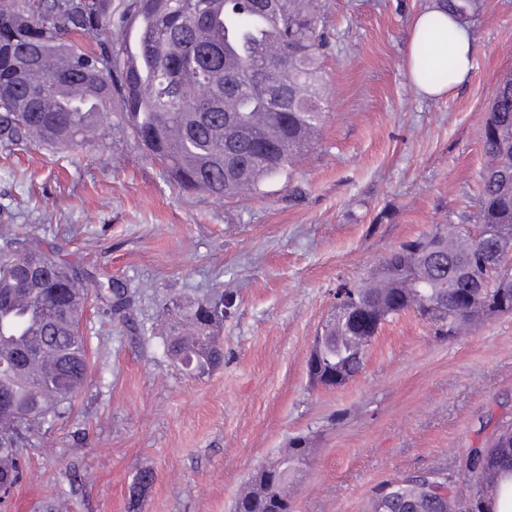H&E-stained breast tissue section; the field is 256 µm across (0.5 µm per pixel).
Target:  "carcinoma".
Segmentation results:
<instances>
[{
  "instance_id": "1",
  "label": "carcinoma",
  "mask_w": 512,
  "mask_h": 512,
  "mask_svg": "<svg viewBox=\"0 0 512 512\" xmlns=\"http://www.w3.org/2000/svg\"><path fill=\"white\" fill-rule=\"evenodd\" d=\"M12 0L0 10V147L37 144L72 150L118 131L163 178L182 190L233 197L259 190L288 171L323 120L321 74L331 36L318 0ZM476 0H438L461 23ZM152 21L137 68L127 65L134 25ZM86 93L66 97L60 84ZM283 96L272 109L260 87ZM488 165L478 209L384 257L368 282L343 285V312L323 325L308 378L337 388L359 375L381 327L412 312L442 339L512 314V74L500 80L481 137ZM110 312L130 307L109 285ZM88 274L27 237L0 247V477L23 479L26 453L42 429L68 413L85 383L88 352L80 334ZM179 323L164 339L167 357L193 376L224 364L218 334L224 295L178 305ZM300 439L263 468L234 512H290L288 483L307 462ZM415 472L385 483V512H442L429 485L453 490L445 471ZM457 476L470 484L477 512L512 500V424L489 448H472Z\"/></svg>"
}]
</instances>
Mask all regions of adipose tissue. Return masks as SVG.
<instances>
[{
    "instance_id": "1",
    "label": "adipose tissue",
    "mask_w": 512,
    "mask_h": 512,
    "mask_svg": "<svg viewBox=\"0 0 512 512\" xmlns=\"http://www.w3.org/2000/svg\"><path fill=\"white\" fill-rule=\"evenodd\" d=\"M426 40L431 42L432 48L424 56L420 47ZM405 66L411 82L424 96L442 97L461 85L472 70V35L437 6H427L411 19ZM428 66L449 68L448 79L438 84L429 83L422 76Z\"/></svg>"
}]
</instances>
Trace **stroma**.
Listing matches in <instances>:
<instances>
[{"mask_svg": "<svg viewBox=\"0 0 512 512\" xmlns=\"http://www.w3.org/2000/svg\"><path fill=\"white\" fill-rule=\"evenodd\" d=\"M432 2L324 0L319 135L258 193L170 186L118 135L73 154L0 148V235L32 234L134 297L122 321L90 295L87 381L30 451L8 512H233L294 437L311 454L291 512H366L387 481L456 473L512 423V314L443 340L408 313L344 386L307 376L339 282L365 283L402 242L477 205L489 101L512 73V0H478L472 71L441 99L404 63L411 18ZM220 291L233 297L224 365L188 376L163 349L170 302Z\"/></svg>", "mask_w": 512, "mask_h": 512, "instance_id": "35a3bbf8", "label": "stroma"}]
</instances>
